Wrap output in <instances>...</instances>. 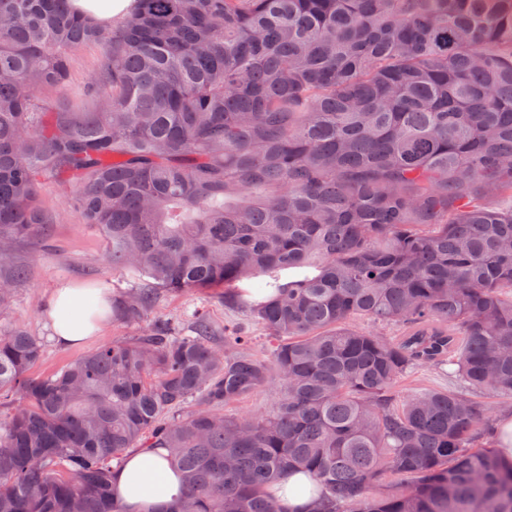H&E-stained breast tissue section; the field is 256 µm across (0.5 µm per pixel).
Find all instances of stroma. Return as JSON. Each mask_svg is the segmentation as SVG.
Listing matches in <instances>:
<instances>
[{
    "instance_id": "stroma-1",
    "label": "stroma",
    "mask_w": 512,
    "mask_h": 512,
    "mask_svg": "<svg viewBox=\"0 0 512 512\" xmlns=\"http://www.w3.org/2000/svg\"><path fill=\"white\" fill-rule=\"evenodd\" d=\"M38 199L47 211L64 212V220L44 225L40 238L21 241L10 254L0 257V285L10 288L12 294L9 308L0 311V329L19 325L44 341L45 353L35 368L36 373H52L74 358L112 340L140 336L158 320L172 322L181 333L190 334L194 314L198 311L207 315L216 343L224 341L225 324L243 322L248 324L254 337L253 353L266 354V332L250 321L246 308H225L223 291L197 288L180 292L157 290L153 307L142 321L124 323L111 320L98 336L83 344L59 345L52 337L45 312L60 283L101 288L111 295L121 296L149 287L150 281L113 269L105 261L103 237L96 226L84 223L76 208L72 186L53 182L43 184L38 189ZM19 268L26 270V278L16 279L15 271Z\"/></svg>"
}]
</instances>
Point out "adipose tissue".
<instances>
[{"mask_svg": "<svg viewBox=\"0 0 512 512\" xmlns=\"http://www.w3.org/2000/svg\"><path fill=\"white\" fill-rule=\"evenodd\" d=\"M112 313V297L101 289L61 285L47 312L56 341L80 344L100 330ZM112 496L127 512H164L182 493L165 449H138L112 473Z\"/></svg>", "mask_w": 512, "mask_h": 512, "instance_id": "obj_1", "label": "adipose tissue"}]
</instances>
